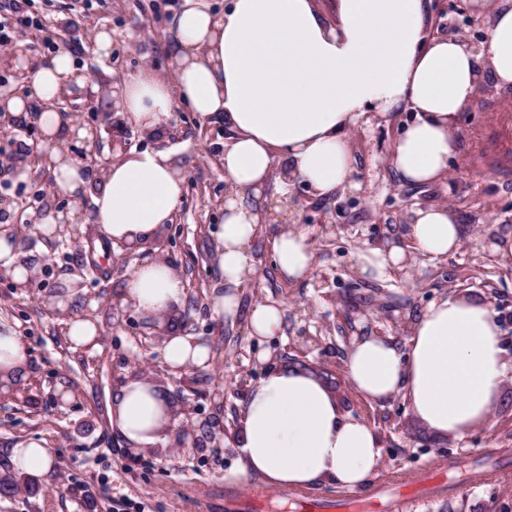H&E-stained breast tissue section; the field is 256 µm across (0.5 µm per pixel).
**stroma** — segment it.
<instances>
[{
	"mask_svg": "<svg viewBox=\"0 0 512 512\" xmlns=\"http://www.w3.org/2000/svg\"><path fill=\"white\" fill-rule=\"evenodd\" d=\"M184 0H29L32 18L20 35L34 65L47 63L68 48L76 67L93 71L95 83L119 87L142 69L172 76L169 54L175 19ZM431 31L481 48L488 21L463 0H430ZM112 33L109 52L94 47L95 35ZM73 117L112 137L114 111L95 96L70 105ZM413 118L411 111L361 118L350 132L357 159L354 183L328 198L313 197L295 185L296 222L307 233L314 254L311 274L297 283L278 276L269 243L278 224L262 225L253 243L257 276L243 291L244 305L273 303L283 310L280 333L258 340L244 320L224 322L210 309L218 288L211 256L215 232L224 219L229 191L220 158L228 132L220 123L198 121L183 105L174 107L161 134L129 132L131 147L159 148L182 163L184 195L172 224L151 237L136 254L106 261L108 278L81 280L88 245L100 242L91 230L90 199L72 206L59 192L48 166L31 168L15 179L0 172V195L12 199L0 222L19 224L22 260L37 259L45 272L31 285L16 287L0 276V326L14 329L28 351L26 378L15 390L0 391V475L11 473L9 449L37 440L56 455L53 471L39 478L38 492L18 488L0 497V512H224V490L264 491L266 512H291L284 491L267 487L256 475L241 474L233 441L248 391L267 371L302 365L325 381L340 408L366 421L383 446L371 484L395 473L438 468L453 493L416 498L405 512H512V257L492 243L512 240V87L482 89L458 124L461 156L447 179L434 186L402 184L389 148ZM76 210L74 237L60 245L25 226L21 205ZM448 206L464 228L460 247L440 258L413 255L401 271L381 278L362 277L354 264L358 249L407 243L414 209ZM181 272L184 294L162 323L135 310L113 315L112 298L128 268L156 257ZM72 288L68 310L51 303L62 288ZM446 296H471L489 302L497 313L507 377L488 418L460 436L443 437L428 429L402 396L381 404L361 399L347 381L345 360L360 337L379 335L404 344L411 323L428 305ZM97 322V346L74 345L67 334L71 316ZM189 336L212 350L208 367L171 371L162 357L164 336ZM147 378L164 386L176 407L195 410L191 436L198 448L181 447L177 429L144 449L127 447L110 420L112 399L129 379ZM69 392L62 406L52 394ZM495 467L491 481L470 484L466 464Z\"/></svg>",
	"mask_w": 512,
	"mask_h": 512,
	"instance_id": "35a3bbf8",
	"label": "stroma"
}]
</instances>
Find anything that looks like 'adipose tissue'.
Segmentation results:
<instances>
[{
  "mask_svg": "<svg viewBox=\"0 0 512 512\" xmlns=\"http://www.w3.org/2000/svg\"><path fill=\"white\" fill-rule=\"evenodd\" d=\"M479 9L489 27L476 51L457 38L431 35L429 0H336L329 16L315 0H230L220 15L205 0H185L170 54L174 80L144 69L109 98L120 120L144 134L159 132L180 103L231 133L222 156L230 190L215 246L223 285L212 303L215 318L244 319L259 339L280 333L281 307L246 308L241 298L257 273L252 244L266 191L273 181L281 193L300 183L316 197L351 186L356 158L348 133L366 113L412 109L414 120L390 148L392 167L409 185L446 178L461 152V113L485 85L512 86V0H481ZM8 64L31 69L32 93L8 98L6 112H26L40 102L38 122L47 140L37 150L73 202L91 194L94 222L107 240L141 245L172 223L184 179L169 152L117 154L94 182L72 153L73 140L90 143L94 134L86 127L62 129L52 110L61 93L85 82L69 50L35 68L20 47ZM461 234L448 207L423 205L413 212L409 247L357 250L355 266L377 279L404 268L410 252L433 258L455 252ZM271 252L285 281H301L312 270L308 237L296 225H281ZM183 293L177 268L158 258L131 267L114 302L159 322ZM210 355L206 343L187 336L168 337L163 345L175 371L206 367ZM27 365L21 337L0 328V381L18 380ZM346 369L365 401L403 395L424 425L445 436L486 418L507 364L491 305L447 297L413 322L405 345L385 336L356 340ZM111 421L128 445L143 448L157 443L177 417L158 384L134 378L114 396ZM236 446L244 472L278 489L329 482L355 490L374 474L383 452L374 430L344 414L319 375L301 366L268 371L250 389Z\"/></svg>",
  "mask_w": 512,
  "mask_h": 512,
  "instance_id": "adipose-tissue-1",
  "label": "adipose tissue"
}]
</instances>
